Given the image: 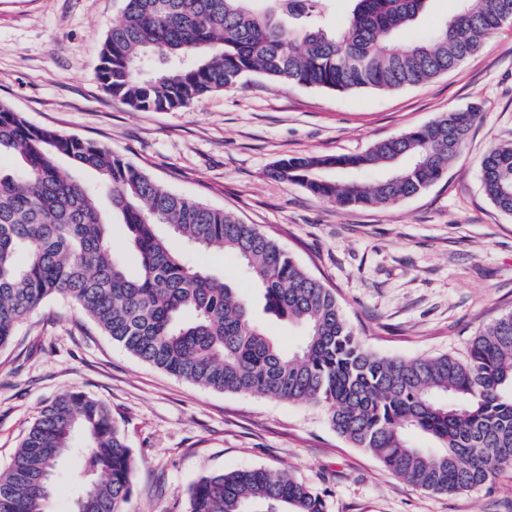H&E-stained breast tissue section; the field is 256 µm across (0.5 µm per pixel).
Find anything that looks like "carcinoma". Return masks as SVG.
<instances>
[{"label": "carcinoma", "mask_w": 512, "mask_h": 512, "mask_svg": "<svg viewBox=\"0 0 512 512\" xmlns=\"http://www.w3.org/2000/svg\"><path fill=\"white\" fill-rule=\"evenodd\" d=\"M122 2L97 78L108 95L146 112L186 108L253 73L334 92L410 88L458 67L512 19V0H461L442 26L406 41L430 0H352L338 32L325 25L330 0H271L265 10L258 0ZM155 56L164 66L146 69ZM479 118L476 109L449 112L360 154L281 159L269 175L341 208L392 205L439 181ZM2 153L23 166L0 174V349L25 316L62 298L179 379L326 406L340 435L423 491L463 494L512 470V310L461 356H380L355 335L331 289L235 213L171 193L98 143L35 126L0 103ZM62 158L95 171L96 185L63 174ZM324 170L350 180L322 178ZM481 174L491 203L512 215V142L484 153ZM100 194L110 209L99 208ZM116 222L138 256L134 272L112 250ZM171 235L234 253L265 310L303 327L301 345L282 352L247 299L191 263ZM79 431L86 447L72 512H126L132 450L112 411L81 391L60 394L29 427L0 471V512H46L52 473ZM415 432L436 446L412 444ZM187 512H324V502L285 472L251 468L201 477L188 490Z\"/></svg>", "instance_id": "carcinoma-1"}]
</instances>
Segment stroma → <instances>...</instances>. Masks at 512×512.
<instances>
[{
	"label": "stroma",
	"instance_id": "stroma-1",
	"mask_svg": "<svg viewBox=\"0 0 512 512\" xmlns=\"http://www.w3.org/2000/svg\"><path fill=\"white\" fill-rule=\"evenodd\" d=\"M121 13V0H0V103L257 225L335 292L378 354H460L512 310V216L485 195L479 166L491 145L512 140V24L455 70L404 90L339 93L252 74L189 107L143 112L96 78L100 44ZM473 106L482 118L442 180L396 204L341 209L269 175L280 159L359 154ZM190 255L250 298L280 350L300 345L302 327L264 312L234 254ZM74 389L111 409L133 452L127 512H186L200 477L254 467L290 473L322 495L325 512H512V472L465 494L424 492L340 436L326 407L178 379L60 299L24 319L0 350V469L39 412ZM81 482L78 457L62 459L47 512H70Z\"/></svg>",
	"mask_w": 512,
	"mask_h": 512
}]
</instances>
